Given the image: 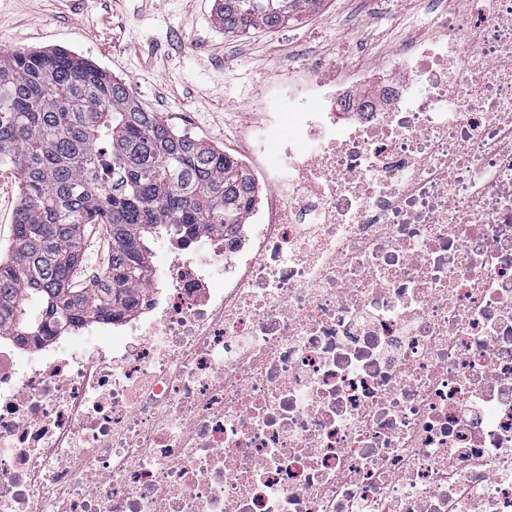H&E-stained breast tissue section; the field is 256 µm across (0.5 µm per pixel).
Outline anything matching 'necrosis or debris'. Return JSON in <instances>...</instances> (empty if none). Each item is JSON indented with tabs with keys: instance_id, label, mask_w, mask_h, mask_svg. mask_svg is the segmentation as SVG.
<instances>
[{
	"instance_id": "obj_1",
	"label": "necrosis or debris",
	"mask_w": 512,
	"mask_h": 512,
	"mask_svg": "<svg viewBox=\"0 0 512 512\" xmlns=\"http://www.w3.org/2000/svg\"><path fill=\"white\" fill-rule=\"evenodd\" d=\"M274 79L264 193L128 315L0 342V512H512V0Z\"/></svg>"
}]
</instances>
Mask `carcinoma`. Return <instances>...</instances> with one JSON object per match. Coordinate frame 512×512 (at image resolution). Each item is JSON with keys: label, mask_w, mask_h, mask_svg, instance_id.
<instances>
[{"label": "carcinoma", "mask_w": 512, "mask_h": 512, "mask_svg": "<svg viewBox=\"0 0 512 512\" xmlns=\"http://www.w3.org/2000/svg\"><path fill=\"white\" fill-rule=\"evenodd\" d=\"M322 0H221L224 30L279 28ZM21 202L0 256V337L40 343L84 319L136 306L152 272L151 243L181 246L240 224L254 191L223 150L177 130L125 83L71 52L0 56V166ZM110 250L92 287L76 286L89 227Z\"/></svg>", "instance_id": "cac0c4a2"}]
</instances>
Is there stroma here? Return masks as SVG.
<instances>
[{
    "label": "stroma",
    "instance_id": "1",
    "mask_svg": "<svg viewBox=\"0 0 512 512\" xmlns=\"http://www.w3.org/2000/svg\"><path fill=\"white\" fill-rule=\"evenodd\" d=\"M419 0H322L299 20L225 33L215 0H0V56L64 48L126 83L150 111L230 155L245 151L277 71L307 59L381 65Z\"/></svg>",
    "mask_w": 512,
    "mask_h": 512
}]
</instances>
